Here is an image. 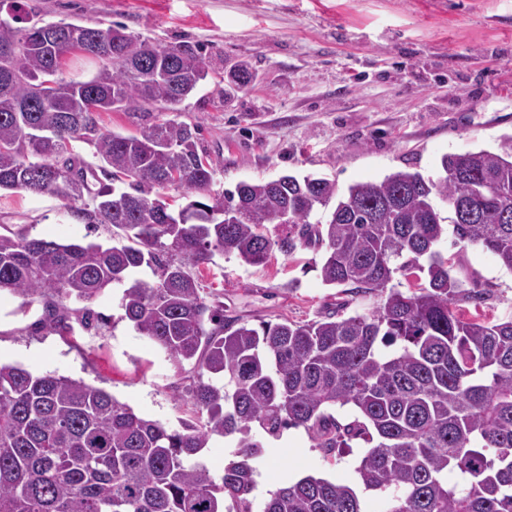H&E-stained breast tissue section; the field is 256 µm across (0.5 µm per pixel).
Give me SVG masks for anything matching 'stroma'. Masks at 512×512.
<instances>
[{
	"mask_svg": "<svg viewBox=\"0 0 512 512\" xmlns=\"http://www.w3.org/2000/svg\"><path fill=\"white\" fill-rule=\"evenodd\" d=\"M14 13L115 24L155 45L192 48L208 76L178 119L198 126L217 166L215 192L290 174L335 180L343 196L399 170L437 177L443 156L496 152L512 138V0H0V17ZM241 63L252 78L230 89L229 74ZM6 230L55 241L112 240L111 225L91 222L83 201L23 190L0 192V232ZM436 249L465 289L479 294L464 303L466 316L512 319V270L451 235ZM323 254L306 245L260 266L218 255L199 273L205 292L222 294L229 316L255 327L375 311L380 295L323 283ZM21 303L0 294L1 364L105 389L170 429L196 421L191 364L175 366L139 336L116 292L88 304L102 322L69 333L35 326ZM366 448L356 438L327 453L302 427L265 441L253 461L256 507L268 500L273 474L355 482Z\"/></svg>",
	"mask_w": 512,
	"mask_h": 512,
	"instance_id": "35a3bbf8",
	"label": "stroma"
}]
</instances>
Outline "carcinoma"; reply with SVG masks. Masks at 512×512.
<instances>
[{
  "mask_svg": "<svg viewBox=\"0 0 512 512\" xmlns=\"http://www.w3.org/2000/svg\"><path fill=\"white\" fill-rule=\"evenodd\" d=\"M20 22L0 18V144L11 145L0 150V191L36 184L63 201L84 199L90 218L123 235L104 244L0 233V291L41 306L37 324L57 331L73 318L91 326V310L68 302L121 289L134 330L197 371L189 400L203 423L170 430L82 380L0 364V512H224L226 498L235 512H253L256 432L278 438L290 427L328 452L347 436L372 447L355 482L306 475L270 494L262 512H363L373 493L386 497L387 512H512V319L458 312L474 294L434 250L448 228L433 204L448 203L458 242L512 269L511 144L446 155L435 179L396 171L340 198L329 178L290 174L213 193L216 165L197 128L166 119L124 135L84 111L89 101L103 112L180 111L208 75L193 51L153 46L120 26ZM54 27L67 34L38 40ZM82 39L109 45L107 56L91 55L103 63L98 73L38 87ZM58 136L93 146L102 165L60 156ZM174 173L188 198L176 212L149 198ZM333 199L330 217L311 223ZM268 224L281 233L270 237ZM302 242L325 247V285L377 291L382 304L368 315L255 328L224 315L220 294L203 295L195 268L214 255L263 265ZM144 267L155 280L135 277ZM412 269L426 283L409 292L391 285ZM348 405L357 418L343 425L333 410ZM214 434L238 436V460L219 482L188 463Z\"/></svg>",
  "mask_w": 512,
  "mask_h": 512,
  "instance_id": "obj_1",
  "label": "carcinoma"
}]
</instances>
